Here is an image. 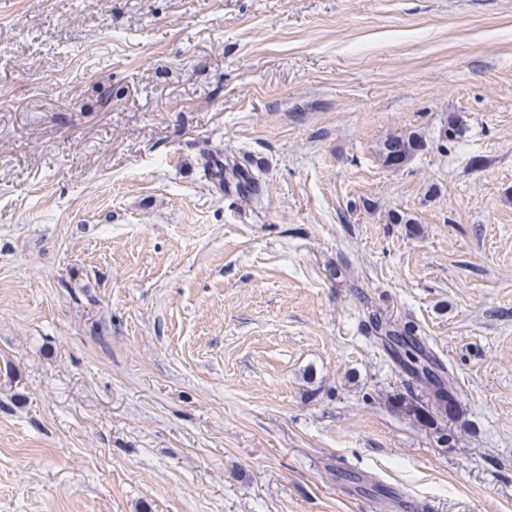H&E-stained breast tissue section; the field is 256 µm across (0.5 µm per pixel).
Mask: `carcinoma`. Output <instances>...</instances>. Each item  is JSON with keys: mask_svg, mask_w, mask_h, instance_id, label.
Instances as JSON below:
<instances>
[{"mask_svg": "<svg viewBox=\"0 0 512 512\" xmlns=\"http://www.w3.org/2000/svg\"><path fill=\"white\" fill-rule=\"evenodd\" d=\"M420 146L418 139L410 135L395 136L383 144V155L389 157L395 147L409 153ZM378 335L384 337V345L392 361L408 377V397L394 403L399 413L418 422L425 421L423 412L444 419L448 415L447 367L430 350L424 341L408 329H399L390 323L376 324ZM423 387L425 392L418 394L416 388Z\"/></svg>", "mask_w": 512, "mask_h": 512, "instance_id": "carcinoma-1", "label": "carcinoma"}]
</instances>
